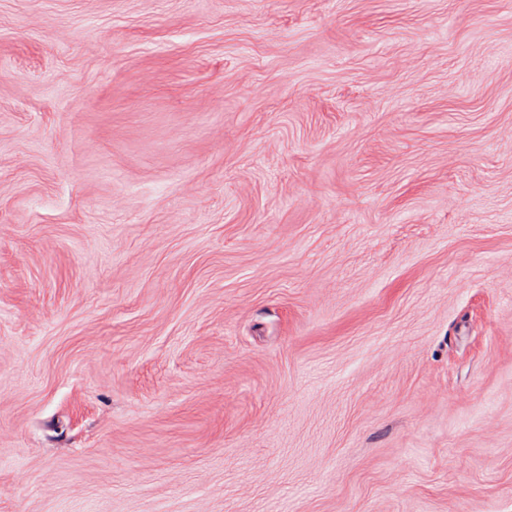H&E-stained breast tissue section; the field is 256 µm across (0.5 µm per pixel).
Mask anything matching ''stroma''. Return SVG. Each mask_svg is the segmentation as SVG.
I'll list each match as a JSON object with an SVG mask.
<instances>
[{"label":"stroma","instance_id":"1","mask_svg":"<svg viewBox=\"0 0 512 512\" xmlns=\"http://www.w3.org/2000/svg\"><path fill=\"white\" fill-rule=\"evenodd\" d=\"M0 512H512V0H0Z\"/></svg>","mask_w":512,"mask_h":512}]
</instances>
